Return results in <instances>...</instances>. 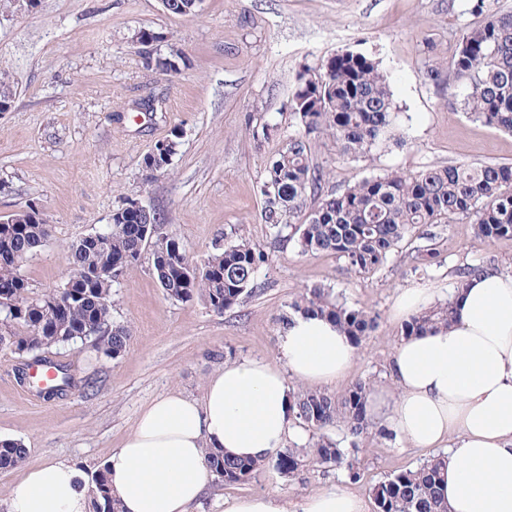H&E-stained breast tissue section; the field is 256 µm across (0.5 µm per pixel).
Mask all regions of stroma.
<instances>
[{
	"label": "stroma",
	"instance_id": "obj_1",
	"mask_svg": "<svg viewBox=\"0 0 512 512\" xmlns=\"http://www.w3.org/2000/svg\"><path fill=\"white\" fill-rule=\"evenodd\" d=\"M477 21L470 0H202L189 16L167 13L160 0H37L30 10H0V76L13 93L11 109L0 112V216L34 207L52 226L50 240L21 268L34 295L63 284L69 246L105 230L128 199L156 210L165 233L195 263L215 243L239 236L269 255L256 292L219 314L200 297L167 298L152 253L144 251L112 286V319L131 334L125 352L110 359L89 342L57 348L56 360L84 381L66 396L48 400L21 390L19 359L0 350V440L28 450L24 462L0 469V512H8L26 472L44 463L74 462L92 477L155 397H201L208 377L229 361H277L276 319L306 288H328L378 317L351 369L328 388L340 395L361 380L389 386L401 289L448 294L458 270L474 264L512 273V239H482L459 222L440 225L430 242L407 237L379 271L355 275L336 255H304L294 241L276 240L257 190L293 123L287 104L298 72L346 49L372 56L387 73L403 144L347 161L327 140L314 141L327 188L457 162L512 164V135L468 118L465 87L426 77L429 66L450 58L461 28ZM143 32L157 36L162 52H180L177 72L145 67L135 48ZM147 98L157 111H134ZM267 121L278 125V135L254 140L251 126ZM171 137L178 147L168 171L149 175L145 155ZM428 245L437 260L415 268L411 252ZM331 436L355 447L360 480L321 467L293 481L272 467L245 485L213 477L194 512H224L225 497L271 490L292 504L331 485L349 486L368 501L376 483L433 455L394 438L354 441L337 428Z\"/></svg>",
	"mask_w": 512,
	"mask_h": 512
}]
</instances>
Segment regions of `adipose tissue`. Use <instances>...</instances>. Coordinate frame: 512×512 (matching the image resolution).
Listing matches in <instances>:
<instances>
[{"label": "adipose tissue", "instance_id": "obj_1", "mask_svg": "<svg viewBox=\"0 0 512 512\" xmlns=\"http://www.w3.org/2000/svg\"><path fill=\"white\" fill-rule=\"evenodd\" d=\"M448 324L401 338L392 385L372 392L369 413L414 448H443L439 489L448 512H512V274L486 270L452 289ZM355 347L328 318L293 315L278 336V360L225 363L202 398L159 395L104 467L122 512H190L203 496L209 448L265 459L298 436L289 421L291 381L321 386L351 368ZM82 470L47 462L15 486L9 512H88ZM224 512H366L339 485L294 507L278 494L224 500Z\"/></svg>", "mask_w": 512, "mask_h": 512}]
</instances>
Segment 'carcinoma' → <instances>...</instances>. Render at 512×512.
I'll list each match as a JSON object with an SVG mask.
<instances>
[{
	"label": "carcinoma",
	"mask_w": 512,
	"mask_h": 512,
	"mask_svg": "<svg viewBox=\"0 0 512 512\" xmlns=\"http://www.w3.org/2000/svg\"><path fill=\"white\" fill-rule=\"evenodd\" d=\"M471 12L482 16L461 30L446 66L428 69L438 85L450 81L466 87L463 110L470 117L512 133V12L491 9L486 0H472ZM295 128L288 143L265 167L259 180L264 223L279 228L288 223L289 239L303 254L334 253L347 271L370 274L381 269L398 245L414 231L432 235L438 224L468 222L485 239H512V166L462 162L414 173L392 171L366 177L342 190L323 192V170L314 163L312 143L325 138L342 160H364L390 136L396 106L380 62L345 50L320 63L305 66L288 100ZM177 141L154 145L144 163L157 164L175 154ZM290 221H285V218ZM14 224L0 223V350L19 359H38L60 372L46 398L67 394L75 385L69 366L49 358L51 350L78 341L94 343L107 358H116L130 339L127 327L112 322L110 296L114 279L94 277L107 265L121 273L135 267L145 249V235L165 239L161 218L123 206L112 213V226L86 235L70 246L65 283L79 297L64 299L47 315L14 313L33 300L23 262L52 235L40 212L13 214ZM268 255L245 238L217 245L202 266L181 252L182 270L153 262V274L170 299L189 301L202 296L217 313L235 305L255 286L259 267ZM293 314H316L333 320L358 344L377 326V317L348 307L322 287L306 289L291 306ZM452 303L435 306L411 318L401 335L413 336L446 324ZM365 382L336 396L322 391L292 395L289 419L313 430L306 448H282L265 460L229 458L224 451H206L210 474L226 484H246L267 466L296 478L310 464L341 467L350 449L339 447L326 430L344 426L354 437L367 434ZM27 449L13 440L0 441V469L22 463ZM443 456L438 454L415 469L389 477L372 488L376 512H448L438 498L436 477ZM90 512H119L103 470L88 488Z\"/></svg>",
	"instance_id": "obj_1"
}]
</instances>
